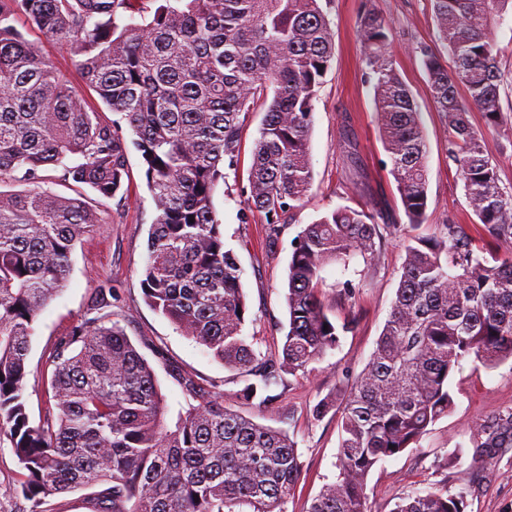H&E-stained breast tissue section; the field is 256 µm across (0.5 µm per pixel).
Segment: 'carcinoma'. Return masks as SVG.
I'll list each match as a JSON object with an SVG mask.
<instances>
[{
    "mask_svg": "<svg viewBox=\"0 0 512 512\" xmlns=\"http://www.w3.org/2000/svg\"><path fill=\"white\" fill-rule=\"evenodd\" d=\"M322 0H0V437H9L31 512L50 496L101 487L99 512H285L302 462L280 429L224 407L223 394L182 378L192 401L169 415L155 371L117 323L74 326L49 360L51 403L26 409L34 325L64 288L75 243L98 223L79 199L44 188L43 171L113 198L140 153L156 210L140 286L145 303L224 368L252 376L240 398L266 406L283 374L304 372L352 328L336 325L320 292L323 269L377 256L374 215L339 206L297 235L288 264V329L262 354L245 333L241 269L225 249L215 193L238 165L249 113L264 117L252 149L244 210L263 215L270 243L312 185L314 102L331 69L335 34ZM441 49L418 47L433 102L448 123V158L487 238L512 248V192L468 114L507 123L494 24L512 0H431ZM25 17L78 57L88 86L119 123L93 122L54 64L18 30ZM367 78L407 223L427 219V144L419 106L386 46L390 21L360 17ZM465 95H459L458 89ZM418 236L405 257L388 319L353 382L315 406L339 415L338 474L307 512H367V480L417 444L448 413L451 375L467 357L512 359V252L472 249L461 224ZM483 453L512 447V413L473 431ZM390 512H465L461 495L433 484Z\"/></svg>",
    "mask_w": 512,
    "mask_h": 512,
    "instance_id": "carcinoma-1",
    "label": "carcinoma"
}]
</instances>
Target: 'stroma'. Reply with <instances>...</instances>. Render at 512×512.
I'll list each match as a JSON object with an SVG mask.
<instances>
[{
	"mask_svg": "<svg viewBox=\"0 0 512 512\" xmlns=\"http://www.w3.org/2000/svg\"><path fill=\"white\" fill-rule=\"evenodd\" d=\"M373 7L391 22L387 52L411 89L422 112L427 137V220L409 225L404 215L390 163L378 132L373 91L365 77L358 20ZM335 31V59L323 78L314 106L310 139L313 171L311 189L291 220L280 225L275 243L266 239L259 213H243L253 142L263 118L250 113L242 132L239 164L227 170L215 195L217 217L224 228V244L236 255L250 309L246 331L262 353L280 350L288 328L284 283L293 239L314 220L339 206L371 212L379 225H392L383 234L372 264L353 259L348 266L332 264L323 273L322 293L330 317L354 320L352 332L338 347L310 366L307 374L286 376L276 403L268 407L248 404L239 397L243 374L224 368L194 340L183 336L165 317L143 300L141 272L147 256L149 230L156 213L137 151L129 153V177L115 198L100 197L92 188L74 182L50 180L59 195L77 198L96 212L99 222L82 236L71 255L65 287L42 311L35 325L29 354L32 374L27 408L39 422L47 406L46 368L56 343L68 335L91 309L104 307L110 320L124 328L140 354L153 367L161 391L172 410L186 405L175 371L192 375L204 387L224 394L225 407L254 421L284 430L296 443L303 462L301 478L286 505V512H306L321 487L336 478L339 425L335 414L316 417L314 408L339 381L354 379L368 364L383 329L398 286L404 243L411 237L442 236L451 224H471L472 214L463 182L448 158V128L434 107L417 46L438 48L430 0H329ZM18 29L45 57L53 61L73 90L101 120L112 113L86 85L77 59L42 30L26 20ZM469 121L485 138L504 190L512 191V128H489L483 113L470 112ZM355 165H347L346 152ZM353 288L351 299L339 295ZM453 404L419 443L402 455L381 462L367 482L369 512H390L398 497L432 483L446 484L462 495L465 512H512V448L476 456L471 434L512 411V361L487 369L465 359L449 381ZM22 471L7 438H0V512H29L20 492Z\"/></svg>",
	"mask_w": 512,
	"mask_h": 512,
	"instance_id": "35a3bbf8",
	"label": "stroma"
}]
</instances>
